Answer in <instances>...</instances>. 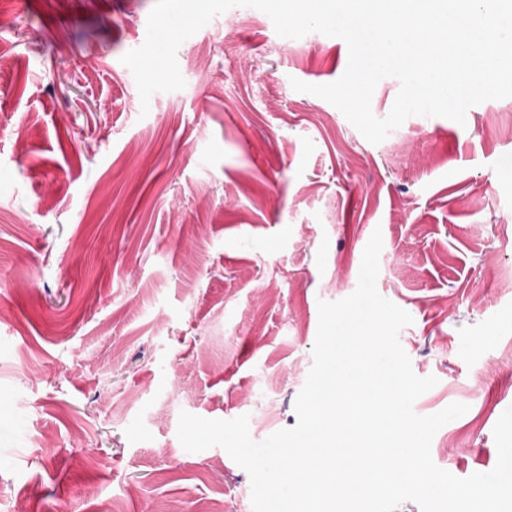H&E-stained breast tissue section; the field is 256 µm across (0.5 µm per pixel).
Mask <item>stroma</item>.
Instances as JSON below:
<instances>
[{"mask_svg":"<svg viewBox=\"0 0 512 512\" xmlns=\"http://www.w3.org/2000/svg\"><path fill=\"white\" fill-rule=\"evenodd\" d=\"M155 0H0V512H253L225 450L181 412L296 425L318 304L379 293L414 410L466 478L512 407V97L465 124L409 117L378 144L293 89L344 73L342 39L277 35L251 7L185 40L183 89L142 110L121 62Z\"/></svg>","mask_w":512,"mask_h":512,"instance_id":"35a3bbf8","label":"stroma"}]
</instances>
